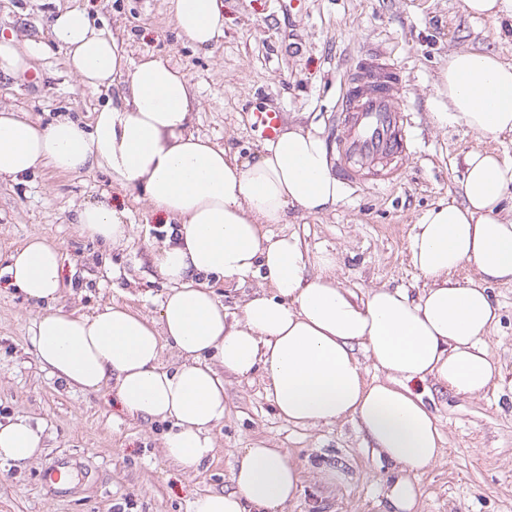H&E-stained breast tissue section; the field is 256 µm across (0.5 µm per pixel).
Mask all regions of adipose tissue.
<instances>
[{"mask_svg":"<svg viewBox=\"0 0 512 512\" xmlns=\"http://www.w3.org/2000/svg\"><path fill=\"white\" fill-rule=\"evenodd\" d=\"M178 31L209 50L224 36L222 0H168ZM53 44L82 84L114 87L89 128L62 117L48 125L0 108V179L39 167L74 173L105 169L138 189L165 223L176 225L151 251L170 284L158 322L110 304L86 316L56 310L33 322L40 362L67 387L114 389L125 413L168 421L163 440L172 463L198 470L216 452L213 427L224 420V377L260 373L280 418L297 426L353 420L372 453L394 468L387 494L394 512H416L418 479L444 453L434 391L475 396L494 385L499 368L488 339L497 324L491 287L512 282V159L474 149L465 158L461 201L425 210L409 239L412 266L429 282L410 295L374 288L365 297L341 287L336 257L303 250L293 236L269 233L289 209L332 211L344 187L322 137L293 124L265 142L259 157L239 161L191 130L199 90L156 58L133 62L85 11L58 13ZM39 47L0 40V75L18 77ZM448 123L483 136L512 134V64L460 50L439 74ZM81 233L110 245L130 226L105 202L78 212ZM476 278L459 281L461 267ZM58 247L39 238L10 256L11 282L28 299L53 301L63 288ZM260 279L238 315L229 316L208 281ZM180 361L162 364L164 347ZM379 376L368 379L356 353ZM42 438L27 417L0 422V470L33 462ZM299 467L280 448L243 449L229 492L196 496L190 512H279L300 489Z\"/></svg>","mask_w":512,"mask_h":512,"instance_id":"ef3b65f1","label":"adipose tissue"}]
</instances>
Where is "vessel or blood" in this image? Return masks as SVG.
Returning <instances> with one entry per match:
<instances>
[{
	"mask_svg": "<svg viewBox=\"0 0 512 512\" xmlns=\"http://www.w3.org/2000/svg\"><path fill=\"white\" fill-rule=\"evenodd\" d=\"M331 148L337 172L350 185L389 181L412 157L399 72L386 52L361 55L345 82Z\"/></svg>",
	"mask_w": 512,
	"mask_h": 512,
	"instance_id": "1",
	"label": "vessel or blood"
}]
</instances>
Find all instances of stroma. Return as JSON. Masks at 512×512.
Here are the masks:
<instances>
[{"instance_id": "obj_1", "label": "stroma", "mask_w": 512, "mask_h": 512, "mask_svg": "<svg viewBox=\"0 0 512 512\" xmlns=\"http://www.w3.org/2000/svg\"><path fill=\"white\" fill-rule=\"evenodd\" d=\"M74 7L122 41L131 60L151 54L184 72L201 93L193 132L244 161L264 143L250 112L278 111L285 123L328 136L342 83L361 52L391 53L414 125L412 159L388 187H346L333 211L312 217L292 210L287 223L270 227L297 236L308 250L335 254L338 280L358 292L420 291L425 279L407 250L417 216L459 199L467 151L512 158V135L493 139L437 119L448 108L438 83L450 53L489 52L512 63V26L470 18L463 0H224V38L209 51L178 32L166 0H0V38L48 43L52 17ZM111 97V90L82 86L55 47L19 77L0 76V107L43 124L61 115L91 123ZM102 200L124 210L132 226L126 244L80 235L78 209ZM166 231L138 190L111 182L99 168H40L0 181V421L29 417L43 436L35 462L0 474V512H190L196 494L232 490L240 451L260 443L286 449L302 471L299 493L282 512H387L395 473L371 456L354 423L288 424L260 374L225 382L224 421L212 431L216 456L194 473L164 458L166 423L130 417L110 391L67 388L44 368L30 342L37 314L60 307L89 315L113 302L158 319L169 285L148 256ZM34 236L62 252L65 289L54 303L27 300L6 272L11 252ZM492 294L499 320L489 345L501 377L470 398L435 393L446 455L419 478L421 512H512V283L495 284ZM58 458L74 470L61 494L42 478ZM325 466L340 469L344 480L324 484Z\"/></svg>"}]
</instances>
